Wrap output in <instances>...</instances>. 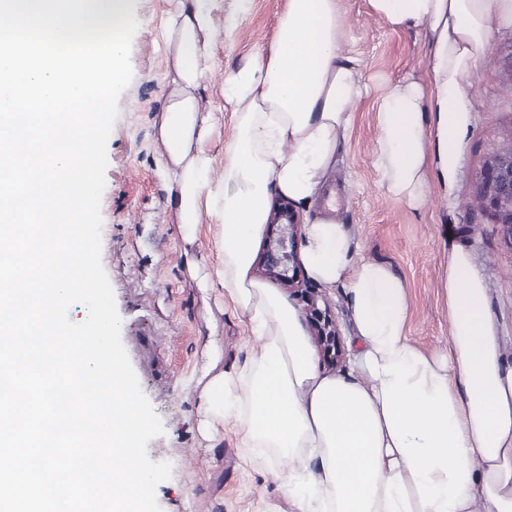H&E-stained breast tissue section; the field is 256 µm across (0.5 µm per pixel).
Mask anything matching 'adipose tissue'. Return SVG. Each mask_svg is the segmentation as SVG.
Segmentation results:
<instances>
[{
	"label": "adipose tissue",
	"mask_w": 512,
	"mask_h": 512,
	"mask_svg": "<svg viewBox=\"0 0 512 512\" xmlns=\"http://www.w3.org/2000/svg\"><path fill=\"white\" fill-rule=\"evenodd\" d=\"M253 0H178L168 27L171 72L157 146L175 219L195 235L220 220L216 277L257 342L234 374L200 393L205 429L232 422L241 447L287 458L294 512H512V362L490 290L462 246L448 252V352L415 346L409 297L387 266L359 255L318 199L367 92L343 0H287L269 50L224 78L231 131L224 172L205 144V81L218 36L232 37ZM395 31L430 40L424 81L390 83L375 106L371 165L381 193L424 205L431 179L452 191L473 120L471 78L492 34L512 28V0H367ZM305 216L300 259L324 288L342 287L355 346L345 370L321 368L299 306L252 274L273 197Z\"/></svg>",
	"instance_id": "obj_1"
}]
</instances>
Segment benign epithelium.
<instances>
[{"label":"benign epithelium","instance_id":"7a95c632","mask_svg":"<svg viewBox=\"0 0 512 512\" xmlns=\"http://www.w3.org/2000/svg\"><path fill=\"white\" fill-rule=\"evenodd\" d=\"M478 182L481 183V191L477 193L479 206L489 223L497 225L503 241L512 246V152L492 156L481 170ZM282 220L285 224L280 227L279 237L267 247L264 275L283 286L291 287L294 279L284 273V267L294 260L299 218L285 204L273 216L276 223ZM316 340L323 356L332 363L337 361L339 349L335 327L329 323L323 324L317 330Z\"/></svg>","mask_w":512,"mask_h":512}]
</instances>
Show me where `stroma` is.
<instances>
[{
	"label": "stroma",
	"instance_id": "obj_1",
	"mask_svg": "<svg viewBox=\"0 0 512 512\" xmlns=\"http://www.w3.org/2000/svg\"><path fill=\"white\" fill-rule=\"evenodd\" d=\"M285 0H254L232 42L216 41L215 70L205 93L216 121L206 144L224 155L230 114L221 84L259 48L272 44ZM353 40L344 52L359 60L369 85L353 128L342 144L328 185L336 192L337 219L346 225L364 259L386 265L409 294L408 336L425 351H448V315L442 282L451 246L470 248L490 287V307L512 359V247L488 223L476 200V175L493 152L512 144V30L491 37L487 58L473 77V120L462 146L452 197L431 189L420 209L384 197L370 162L377 130L373 110L391 81L424 76L429 45L423 32H399L373 18L366 0H344ZM142 20L132 41V78L121 92L107 144L108 168L101 198V263L121 317V340L143 393L164 431L147 446L152 461L171 476L158 485L161 512H292L281 477L287 460L260 462L240 448L233 425L213 433L201 426V379L209 367L236 371L256 343L220 287H201L203 273L221 263L214 220L186 240L173 224L166 174L156 147L158 114L166 104L170 67L167 24L175 0H133ZM319 309L339 332L349 354L352 327L342 288L313 287Z\"/></svg>",
	"mask_w": 512,
	"mask_h": 512
}]
</instances>
